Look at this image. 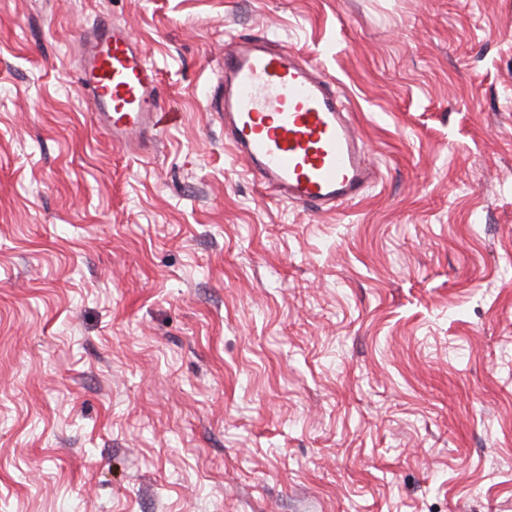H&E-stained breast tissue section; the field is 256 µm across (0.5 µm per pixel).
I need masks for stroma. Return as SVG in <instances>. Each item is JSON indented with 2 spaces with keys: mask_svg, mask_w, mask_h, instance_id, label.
Returning a JSON list of instances; mask_svg holds the SVG:
<instances>
[{
  "mask_svg": "<svg viewBox=\"0 0 512 512\" xmlns=\"http://www.w3.org/2000/svg\"><path fill=\"white\" fill-rule=\"evenodd\" d=\"M101 17L179 115L136 154ZM231 33L342 90L362 197L225 144ZM0 512H512V0H0ZM79 91L112 142L137 152L175 119L160 105L159 72L126 29L100 18L80 39Z\"/></svg>",
  "mask_w": 512,
  "mask_h": 512,
  "instance_id": "stroma-1",
  "label": "stroma"
}]
</instances>
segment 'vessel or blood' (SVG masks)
Segmentation results:
<instances>
[{
    "instance_id": "obj_1",
    "label": "vessel or blood",
    "mask_w": 512,
    "mask_h": 512,
    "mask_svg": "<svg viewBox=\"0 0 512 512\" xmlns=\"http://www.w3.org/2000/svg\"><path fill=\"white\" fill-rule=\"evenodd\" d=\"M79 91L113 143L138 151L174 120L159 72L126 29L100 18L80 39ZM224 141L283 201L324 212L359 198L376 176L344 97L301 56L239 35L214 93Z\"/></svg>"
}]
</instances>
